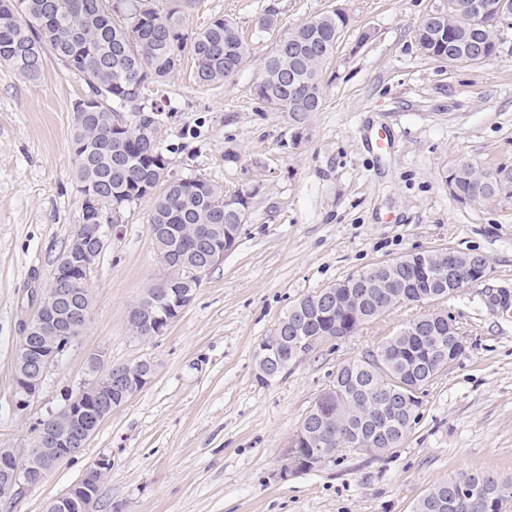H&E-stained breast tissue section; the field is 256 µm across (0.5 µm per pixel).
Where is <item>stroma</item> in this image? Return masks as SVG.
<instances>
[{"label": "stroma", "mask_w": 512, "mask_h": 512, "mask_svg": "<svg viewBox=\"0 0 512 512\" xmlns=\"http://www.w3.org/2000/svg\"><path fill=\"white\" fill-rule=\"evenodd\" d=\"M441 0H194L189 29L234 20L250 56L229 81L196 83L185 58L146 97L161 106L158 140L171 171L251 191L236 247L202 276L162 334L142 338L129 311L167 277L147 224L150 200L124 212L91 273L78 337L23 411L13 405L21 323L34 312L82 220L71 137L84 83L47 61L34 80L0 67V444L26 451L36 422L107 362L148 359L150 383L113 410L82 453L0 512H45L99 457L98 512H413L433 485L466 474L512 481V198L457 201L461 161L512 172V23L495 57H427L414 30ZM343 7L350 16L324 69L319 111L294 123L255 95L261 59L284 32ZM277 13L276 31L256 21ZM453 248L479 254L482 280L443 303L464 352L425 389L421 418L381 456L346 449L284 475V450L338 366L412 314L396 311L326 341L271 383L255 351L305 295L383 260Z\"/></svg>", "instance_id": "35a3bbf8"}]
</instances>
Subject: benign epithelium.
I'll list each match as a JSON object with an SVG mask.
<instances>
[{
	"label": "benign epithelium",
	"instance_id": "benign-epithelium-1",
	"mask_svg": "<svg viewBox=\"0 0 512 512\" xmlns=\"http://www.w3.org/2000/svg\"><path fill=\"white\" fill-rule=\"evenodd\" d=\"M467 11L480 18L491 14L497 21L512 16L509 0H472ZM117 230L118 225L80 224L75 231L74 247L60 262L59 270L44 293L38 307L24 323L18 347L15 367L14 406L25 410L38 395L44 378L58 358L77 337L79 327L89 316V307L75 298L76 280L90 279L98 257L103 251L106 229ZM241 230L239 224L224 225V239L214 237L207 229L195 237L201 253V261L192 269L193 276L200 277L224 260V254L232 250ZM420 253L377 263V268L390 271L419 263ZM435 276L425 273L422 279L432 288L428 296L422 294H400L388 281L369 273L359 272L343 281L324 288L314 296L302 301L293 312L289 333L297 336L296 346L304 353L318 344L335 340L337 336H302L300 331L314 320L323 317V312H353L366 318L367 310L381 320L393 310V303L411 300L424 307V311L435 314L441 311L438 304L447 296L456 295L467 284L482 279L487 262L481 256L472 257L466 252L450 248L434 252ZM154 308L147 309L136 304L129 313L130 321L138 328L152 334L162 333L192 296L169 291L167 280L156 283ZM448 326V342H439V349H449L448 362L457 359L464 349L463 338L453 334ZM256 353L260 356V371L257 376L267 384L274 380L280 370L281 359L275 344L262 340ZM154 365L147 359L110 365L92 381L78 391L68 395L63 406L39 420L35 427L32 445L24 455L14 448L0 446V502L12 501L28 486L41 483L46 475L60 462L79 454L86 447L102 421L112 414L130 397L142 390L152 379ZM370 400L384 405V419L400 427L410 421L412 413L422 400V389L398 384L390 389L380 385L370 388ZM334 420L316 416L299 431L300 437L313 438L320 452L305 464H294L285 473L306 471L320 466L334 455V445L339 442L355 452L370 454L373 447L381 443L377 435L366 436L356 430L335 438ZM111 462L101 457L89 465L80 479L63 495L46 505V512H97L99 503V478L110 469ZM456 499L462 503L483 501L482 482L477 478H466L456 484Z\"/></svg>",
	"mask_w": 512,
	"mask_h": 512
}]
</instances>
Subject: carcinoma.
<instances>
[{"label": "carcinoma", "mask_w": 512, "mask_h": 512, "mask_svg": "<svg viewBox=\"0 0 512 512\" xmlns=\"http://www.w3.org/2000/svg\"><path fill=\"white\" fill-rule=\"evenodd\" d=\"M466 0H446L448 32L422 19L415 30L417 46L430 58L463 63L471 45L481 43L492 52L497 45V21L468 14ZM192 0H166L162 9L150 0H0V65L28 79L40 76L47 59L66 74L81 79L86 94L73 107L71 148L83 197L82 223L118 222L122 212L146 197L153 204L148 224L159 225L152 234L158 255L179 252L185 269L201 260L192 247L198 227H216L224 235V190L199 176L184 177L169 170L158 143L161 108L148 104L143 89L151 82L170 79L182 58L190 54L195 77L211 85L232 77L249 57V49L235 22L213 19L205 28L191 32L185 13ZM345 19L327 11L307 19L284 33L272 52L262 59L263 77L255 88L257 99L269 108L286 112L297 122L304 112L320 109L324 97L323 66L333 54ZM295 72V83L280 76ZM135 115L128 124L123 113ZM450 194L463 202L476 196L480 165L463 163ZM512 195V177L495 185L480 199L493 204ZM97 199V208L88 205ZM427 317L419 313L407 320L376 350L391 353L389 363L378 371L369 360L371 351L336 370L337 414L361 428L376 405L356 393L349 377L375 375L374 382L388 386L410 375L406 362L417 355L436 363L448 362L437 352L435 339L406 334L403 329ZM355 323L335 314L308 327V333L352 332ZM318 452L308 439H298L289 457L305 460ZM487 507L474 509L464 503L457 512H501L512 497V483L484 475Z\"/></svg>", "instance_id": "obj_1"}]
</instances>
